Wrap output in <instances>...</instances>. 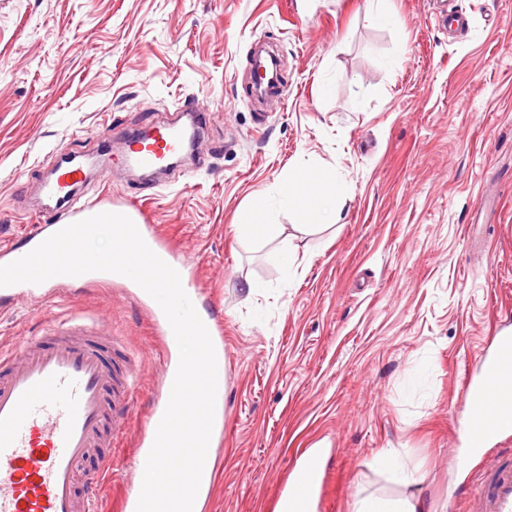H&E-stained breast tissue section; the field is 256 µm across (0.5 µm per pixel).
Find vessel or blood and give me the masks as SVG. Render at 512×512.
I'll list each match as a JSON object with an SVG mask.
<instances>
[{"label":"vessel or blood","mask_w":512,"mask_h":512,"mask_svg":"<svg viewBox=\"0 0 512 512\" xmlns=\"http://www.w3.org/2000/svg\"><path fill=\"white\" fill-rule=\"evenodd\" d=\"M183 137L180 126L163 123L153 139L126 138L121 149L127 164L149 169L177 151ZM80 178V169L70 166L43 186L76 217L94 209L71 193ZM45 238L41 228L24 233L0 257L13 262ZM112 346L95 326L70 323L25 337L20 351L0 353V512H94L99 487L118 473L107 449L123 436L132 412L134 375L108 364ZM477 364V379L462 392L467 414L456 430L470 448L512 429V336L497 337ZM177 367L167 358L161 395L141 426L136 472L144 470ZM96 448L103 454L89 474L83 464ZM291 474L284 512H313L317 460L304 459ZM468 501L469 512H512V449L484 466Z\"/></svg>","instance_id":"obj_1"}]
</instances>
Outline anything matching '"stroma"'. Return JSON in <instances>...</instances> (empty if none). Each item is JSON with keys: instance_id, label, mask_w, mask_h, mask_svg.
I'll return each mask as SVG.
<instances>
[{"instance_id": "35a3bbf8", "label": "stroma", "mask_w": 512, "mask_h": 512, "mask_svg": "<svg viewBox=\"0 0 512 512\" xmlns=\"http://www.w3.org/2000/svg\"><path fill=\"white\" fill-rule=\"evenodd\" d=\"M0 0V248L58 218L39 187L62 158L202 110L188 164L142 181L110 159L85 195L133 211L188 262L197 308L224 325V443L200 512H278L290 467L323 452L321 512L419 493L468 512L463 477L496 458L454 430L474 358L512 332V0ZM287 100L250 94L258 46ZM332 168L345 205L306 225L280 206L301 168ZM271 237L236 236L240 213ZM295 255L283 270L278 253ZM256 292H249V284ZM79 316L121 337L137 386L112 448L124 512L164 345L116 285L0 297V352ZM396 452L408 490L378 468Z\"/></svg>"}]
</instances>
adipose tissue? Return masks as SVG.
<instances>
[{"label":"adipose tissue","instance_id":"1","mask_svg":"<svg viewBox=\"0 0 512 512\" xmlns=\"http://www.w3.org/2000/svg\"><path fill=\"white\" fill-rule=\"evenodd\" d=\"M340 195V179L335 170L303 169L294 185L285 188L281 203L288 210L300 212L321 223H332L337 218L336 200Z\"/></svg>","mask_w":512,"mask_h":512}]
</instances>
